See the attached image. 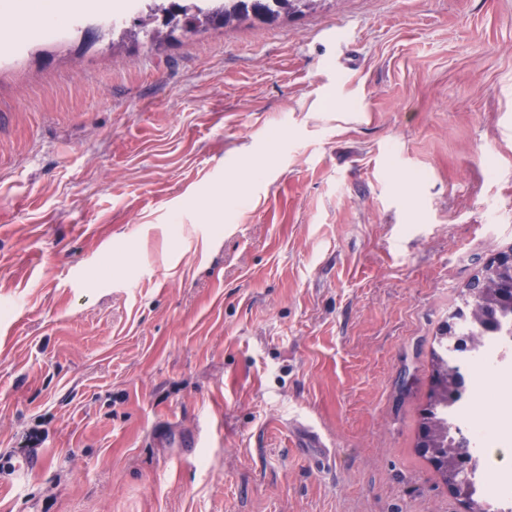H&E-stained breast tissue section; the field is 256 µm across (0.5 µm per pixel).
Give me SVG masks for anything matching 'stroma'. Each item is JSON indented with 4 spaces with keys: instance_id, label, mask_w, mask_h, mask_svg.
Returning a JSON list of instances; mask_svg holds the SVG:
<instances>
[{
    "instance_id": "obj_1",
    "label": "stroma",
    "mask_w": 512,
    "mask_h": 512,
    "mask_svg": "<svg viewBox=\"0 0 512 512\" xmlns=\"http://www.w3.org/2000/svg\"><path fill=\"white\" fill-rule=\"evenodd\" d=\"M146 12L0 18V512H466L416 444L512 246V0ZM240 6L233 9L222 7L219 10L205 11L199 9V15H190L186 11L178 9H167L164 5L158 8L174 20L182 15L185 18L187 28H195L196 24L209 23L219 26H229L234 22H241L250 19H258L265 23H274L282 15L289 18L303 16L313 12L325 0H239Z\"/></svg>"
}]
</instances>
